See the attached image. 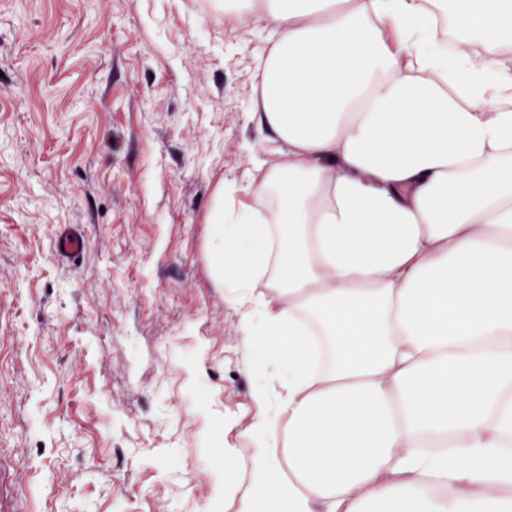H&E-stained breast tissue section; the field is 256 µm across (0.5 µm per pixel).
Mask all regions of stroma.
<instances>
[{"instance_id": "1", "label": "stroma", "mask_w": 512, "mask_h": 512, "mask_svg": "<svg viewBox=\"0 0 512 512\" xmlns=\"http://www.w3.org/2000/svg\"><path fill=\"white\" fill-rule=\"evenodd\" d=\"M270 25L218 0H0V468L17 512H217L247 336L211 262ZM83 253L65 259L61 229ZM81 468L79 486L69 469Z\"/></svg>"}]
</instances>
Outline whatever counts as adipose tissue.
<instances>
[{"label": "adipose tissue", "mask_w": 512, "mask_h": 512, "mask_svg": "<svg viewBox=\"0 0 512 512\" xmlns=\"http://www.w3.org/2000/svg\"><path fill=\"white\" fill-rule=\"evenodd\" d=\"M257 11L275 160L211 221L269 358L226 512H512V0L224 3Z\"/></svg>", "instance_id": "1"}]
</instances>
